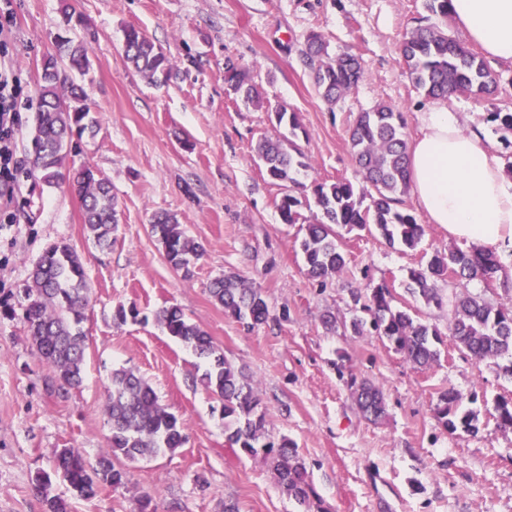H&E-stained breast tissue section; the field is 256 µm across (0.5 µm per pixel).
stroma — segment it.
Returning a JSON list of instances; mask_svg holds the SVG:
<instances>
[{
    "label": "stroma",
    "instance_id": "1",
    "mask_svg": "<svg viewBox=\"0 0 512 512\" xmlns=\"http://www.w3.org/2000/svg\"><path fill=\"white\" fill-rule=\"evenodd\" d=\"M66 8L84 19L78 36L92 62L85 86L99 120L68 164L92 165L112 186L119 224L105 250L89 238L78 197L31 170L42 62L55 51ZM428 18L424 0H12L0 42L11 52L22 95L17 187L0 201V213L14 216L0 223V512H44L33 480L51 472L57 449L96 458L109 434L105 387L119 367L152 384L184 421L186 441L128 464L124 487L100 486L89 500L53 480L52 494L68 498L71 512H140L146 496L156 512H223L228 500L239 512H298L262 457L229 447L222 403L200 381L204 361L156 320L170 305L257 384L266 429L295 444L326 512H512V431L496 426L498 401L512 397V356L475 362L447 334L449 307L407 291L409 269L447 251L451 240L433 224L413 251L374 231L343 233L346 266L319 286L306 271L301 227L281 222L282 189L256 154L259 140L277 133L270 109L283 105L299 114L297 144L310 163L304 183H360L348 135L357 113L386 103L405 114L412 136L431 104L400 54L406 31ZM130 26L175 63L168 85L152 86L127 65ZM313 31L329 54L351 49L366 68L364 80L333 106L314 91L303 61ZM229 58L252 69L264 107L229 94ZM490 70L495 95L456 93L447 104L468 126L482 128L508 163L512 133L495 115L512 113V64ZM162 211L204 248L190 273L174 269L150 235V219ZM61 240L81 256L91 289L83 383L64 398L46 391L50 371L22 320L33 264ZM229 271L261 288L268 323L247 327L214 303L209 284ZM381 284L399 306L443 331L437 364L414 368L385 338L352 335L349 288ZM121 305L136 307L137 319L116 324ZM329 313L332 328L323 323ZM351 372L382 387L389 410L383 422L359 414L345 384ZM449 388L459 412L476 415L477 432H451L439 422L437 399Z\"/></svg>",
    "mask_w": 512,
    "mask_h": 512
}]
</instances>
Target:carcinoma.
<instances>
[{
    "label": "carcinoma",
    "mask_w": 512,
    "mask_h": 512,
    "mask_svg": "<svg viewBox=\"0 0 512 512\" xmlns=\"http://www.w3.org/2000/svg\"><path fill=\"white\" fill-rule=\"evenodd\" d=\"M449 0H426V8L440 23L417 27L404 36L401 53L410 79L426 97L445 99L459 91L490 96L497 82L482 59L465 44L448 36ZM124 53L127 62L154 86L166 84L173 76L172 59L134 27L125 30ZM57 56L44 61L39 88L40 105L33 138L32 170L46 185H69L78 196L85 228L101 248L112 246L116 229L117 204L109 182L89 165L75 173H65L68 156L78 148L74 139L86 132L96 135L98 120L92 115L81 80L91 67L88 48L72 37H56ZM312 70L317 94L333 103L354 88L364 77L360 61L345 51L328 57L318 34L307 39L305 52ZM224 83L237 97L254 107L264 100L254 82L252 70L232 60L224 63ZM275 124L288 128L292 139L265 137L257 147L268 179L284 192L277 207L284 224L305 225L300 248L308 275L320 285L346 266L344 252L334 227L348 230L372 225L388 243H400L413 250L425 235V225L408 210L400 208L401 197L410 190L407 140L402 113L385 103L358 114L349 141L367 193L356 192L345 179L333 182L301 183L297 175L309 168L306 157L293 137L301 129L298 114L284 107L273 109ZM316 207L321 216L308 218L302 207ZM150 233L161 247L167 262L176 270L190 272L192 261L203 256L201 244L188 237L174 215H153ZM501 270L491 249L448 248L435 252L426 265L408 271L407 290L426 304L441 305L437 283L449 277L458 282L497 279ZM354 305L361 306L369 319L351 321L354 335L370 329L385 337L394 350L416 368H428L439 358L437 344L441 333L428 323L413 318L394 304L390 290L378 286L365 291L349 289ZM82 261L66 242L48 245L32 272V285L26 289L27 304L23 321L41 360L52 370L48 389L64 396L83 380L86 332L84 310L89 301ZM211 298L224 308V314L255 327L268 322L270 310L261 288L234 272L215 279L209 288ZM158 322L169 336L189 347L210 363L203 375L208 389L223 402L227 441L245 453L262 455L277 481L303 512H325L313 487L306 465L285 437L277 440L264 426L259 412L257 386L219 353L212 337L191 322L182 308L171 305L160 309ZM449 336L472 360L482 362L505 354L512 355V304L494 305L468 291L455 294ZM346 385L361 414L373 422L386 419L387 404L380 387L349 373ZM457 396L448 389L439 396L437 407L445 428L457 425L473 429L472 413L457 414ZM498 426L512 429V401L498 402ZM107 425L110 435L106 448L90 460L77 448H60L54 456V472L81 498L95 496L100 485L119 488L126 484L122 462H138L166 452H174L185 442L184 422L161 403L155 389L131 369L112 370L107 386ZM50 476L40 473L34 491L41 497L44 512H70L67 499L52 495Z\"/></svg>",
    "instance_id": "obj_1"
}]
</instances>
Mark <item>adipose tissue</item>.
I'll list each match as a JSON object with an SVG mask.
<instances>
[{
	"label": "adipose tissue",
	"mask_w": 512,
	"mask_h": 512,
	"mask_svg": "<svg viewBox=\"0 0 512 512\" xmlns=\"http://www.w3.org/2000/svg\"><path fill=\"white\" fill-rule=\"evenodd\" d=\"M463 37L491 61L512 63V0H450ZM411 187L427 223L449 238L512 251V175L459 113L437 104L418 118L407 145Z\"/></svg>",
	"instance_id": "adipose-tissue-1"
}]
</instances>
